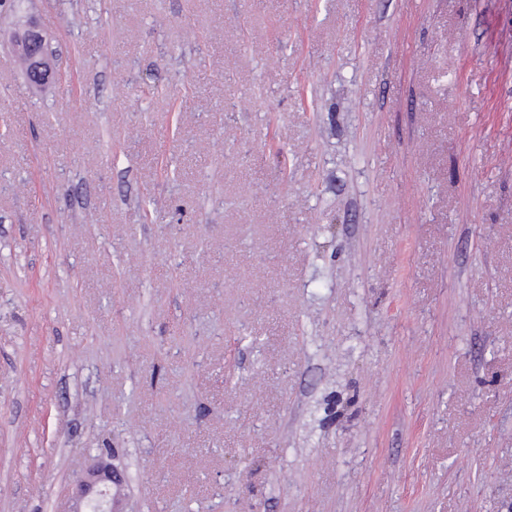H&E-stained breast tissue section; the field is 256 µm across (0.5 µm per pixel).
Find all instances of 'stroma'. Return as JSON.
<instances>
[{"mask_svg":"<svg viewBox=\"0 0 512 512\" xmlns=\"http://www.w3.org/2000/svg\"><path fill=\"white\" fill-rule=\"evenodd\" d=\"M16 14L0 512H512V0ZM13 41L18 53L26 61L25 80L29 87L40 88L55 79L48 45L36 21L30 20L26 28L16 32ZM123 475L114 466L98 461L76 480L75 507L71 512H123L112 486Z\"/></svg>","mask_w":512,"mask_h":512,"instance_id":"1","label":"stroma"}]
</instances>
